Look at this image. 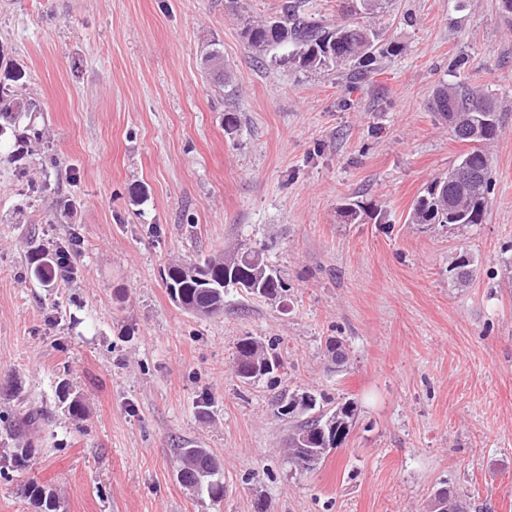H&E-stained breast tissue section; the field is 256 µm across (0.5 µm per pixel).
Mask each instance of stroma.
<instances>
[{
	"mask_svg": "<svg viewBox=\"0 0 512 512\" xmlns=\"http://www.w3.org/2000/svg\"><path fill=\"white\" fill-rule=\"evenodd\" d=\"M284 2L0 0V76L23 70L39 110L21 123L43 132L25 165H0V414L43 415L34 431L0 423V512H35L33 482L59 512H427L440 487L512 512V15L395 0L358 21L396 52L352 82L247 48L245 21ZM214 44L230 100L203 64ZM448 83L492 94L502 122L486 221L460 229L406 221L470 149L433 108ZM353 200L368 206L356 224ZM73 235L74 278L28 275L31 248ZM259 242L280 299L229 287L214 317L171 300L168 265ZM462 251L477 270L461 288ZM248 335L273 344L276 380L236 375ZM64 379L83 418L58 398ZM284 389L357 403L315 469L288 459ZM197 447L220 464L222 501L177 479L179 449Z\"/></svg>",
	"mask_w": 512,
	"mask_h": 512,
	"instance_id": "obj_1",
	"label": "stroma"
}]
</instances>
